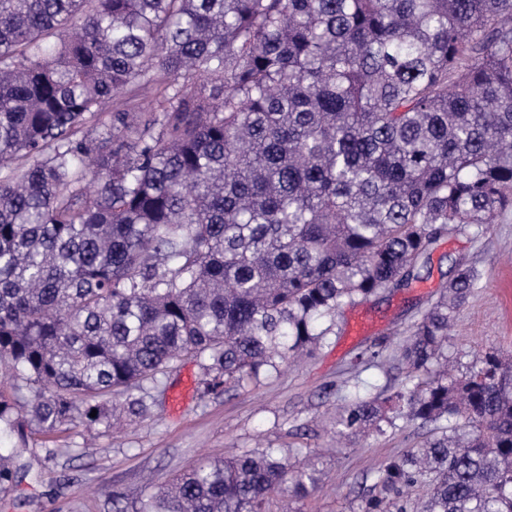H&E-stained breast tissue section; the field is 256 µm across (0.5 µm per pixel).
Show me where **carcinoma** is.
<instances>
[{"mask_svg": "<svg viewBox=\"0 0 512 512\" xmlns=\"http://www.w3.org/2000/svg\"><path fill=\"white\" fill-rule=\"evenodd\" d=\"M149 86L152 110L104 113ZM510 209L512 0H0V437L143 418L188 357L202 399L256 385ZM477 280L457 262L397 343L405 385L332 421L442 429L380 462L359 512L421 486L420 512H512V368L440 365ZM322 479L256 448L137 512H291Z\"/></svg>", "mask_w": 512, "mask_h": 512, "instance_id": "obj_1", "label": "carcinoma"}]
</instances>
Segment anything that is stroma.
Wrapping results in <instances>:
<instances>
[{
    "label": "stroma",
    "mask_w": 512,
    "mask_h": 512,
    "mask_svg": "<svg viewBox=\"0 0 512 512\" xmlns=\"http://www.w3.org/2000/svg\"><path fill=\"white\" fill-rule=\"evenodd\" d=\"M462 259L478 269L480 278L453 318L450 364L466 366L489 347L512 355L510 210L495 223L441 239L420 281L411 287L345 308L343 321L358 314L371 320L372 328L364 335L342 331L299 366H280L258 386L232 388L206 399L191 393L175 415L169 389L185 375L196 378L201 373L197 361H184L145 420L109 430L80 423L54 435L48 446L30 448L24 454L30 475L8 496H0V512H133L150 483H163L200 459L235 456L260 446L291 450L323 471L322 490L300 502L301 512H358L374 484L377 465L418 446L429 429L403 423L378 438L336 444L326 423L348 390L356 387L371 396L405 382L406 372L389 339L424 313ZM378 344L383 363L350 371L356 352ZM114 489L122 492L120 501L112 500Z\"/></svg>",
    "instance_id": "obj_1"
}]
</instances>
